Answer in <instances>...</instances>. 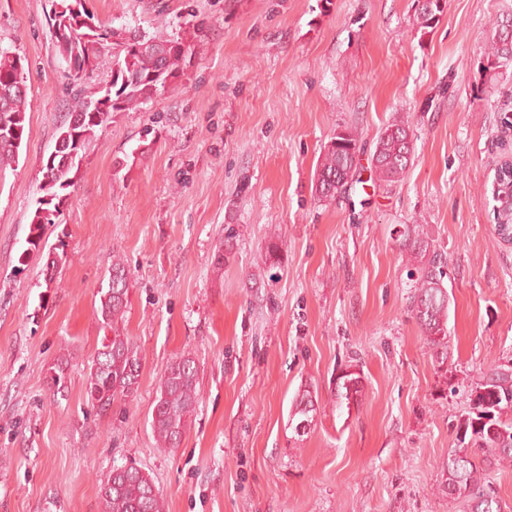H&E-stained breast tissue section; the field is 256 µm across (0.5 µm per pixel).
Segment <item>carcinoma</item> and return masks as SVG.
<instances>
[{
  "instance_id": "1",
  "label": "carcinoma",
  "mask_w": 512,
  "mask_h": 512,
  "mask_svg": "<svg viewBox=\"0 0 512 512\" xmlns=\"http://www.w3.org/2000/svg\"><path fill=\"white\" fill-rule=\"evenodd\" d=\"M52 12L54 37L68 63L73 82L86 79L107 57L112 58V86L97 99L79 97L68 120L59 132L74 131L75 136L60 153L82 151L86 140L112 120V114L139 106L149 100L167 82L178 77L180 62L190 46L179 40H155L140 34L122 36L100 25H79V19L94 21L85 0H56ZM485 70L496 72L512 66V39L494 35L486 58ZM26 77L16 59L0 52V168L15 162L25 136ZM358 137L341 130L325 146L317 170L315 191L324 198H335L360 182L356 178L355 158ZM376 165L372 172L384 183H394L403 175L414 157L410 127L401 118L389 123L376 141ZM74 166L58 159L43 166V191L46 200L38 201L31 220L28 244L39 250L41 228L52 223L51 216L63 201L62 191L71 187ZM493 197L494 228L505 239L512 234V176L499 170ZM401 245L417 262L418 278L410 297L412 312L427 343L448 358V289L444 284L447 254L436 249L422 224H406ZM130 289L124 264L112 262L107 290L102 294L97 313L113 330L89 368L87 401L103 413L115 400L134 395L138 387L140 357L138 347L119 332L116 323L125 313ZM362 392L361 377L353 373L342 377L336 388L337 404H350ZM199 396L198 369L190 355L173 362L161 381L152 413V430L157 447L175 448L195 409ZM314 411L311 392L297 394L291 419L309 420ZM512 366L490 369L469 390V410L460 422L462 447L448 454L442 464V487L448 498L464 504L465 512H503L496 490L480 476L475 456L487 462L512 461ZM104 512H164V503L153 480L140 469L117 467L100 486Z\"/></svg>"
}]
</instances>
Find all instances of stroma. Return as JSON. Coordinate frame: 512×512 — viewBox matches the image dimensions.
Returning a JSON list of instances; mask_svg holds the SVG:
<instances>
[{
    "instance_id": "obj_1",
    "label": "stroma",
    "mask_w": 512,
    "mask_h": 512,
    "mask_svg": "<svg viewBox=\"0 0 512 512\" xmlns=\"http://www.w3.org/2000/svg\"><path fill=\"white\" fill-rule=\"evenodd\" d=\"M105 25L183 39L178 78L90 137L65 201L26 243L43 165L72 109L52 0H0V50L27 76L26 133L0 169V512H101L113 468L148 474L165 512H463L442 490L468 390L512 362V246L493 183L512 159V67L485 71L512 0H89ZM408 121L414 160L375 180L381 128ZM352 130L361 181L321 199L324 147ZM405 224L448 256V358L411 310ZM277 242L279 259L267 261ZM64 257L47 267L49 252ZM131 288L120 329L134 397L89 405L113 259ZM190 355L199 399L178 447L152 409ZM63 389L50 386L59 357ZM361 376L351 408L336 378ZM315 411L295 430V396Z\"/></svg>"
}]
</instances>
